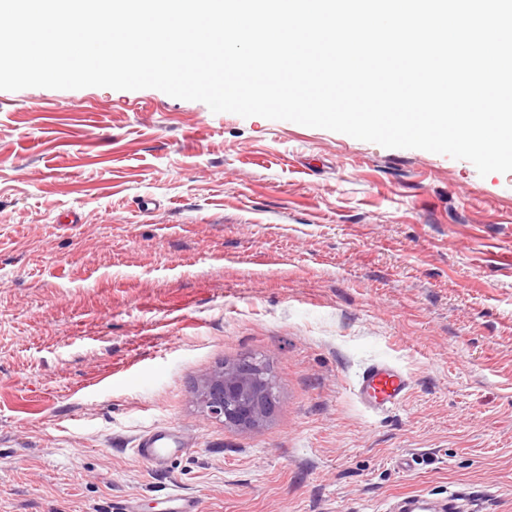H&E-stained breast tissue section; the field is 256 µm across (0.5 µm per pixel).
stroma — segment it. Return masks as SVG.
Listing matches in <instances>:
<instances>
[{
  "mask_svg": "<svg viewBox=\"0 0 512 512\" xmlns=\"http://www.w3.org/2000/svg\"><path fill=\"white\" fill-rule=\"evenodd\" d=\"M247 355L277 402L242 430L195 386ZM377 359L412 387L374 416ZM160 426L183 449L153 470ZM174 485L200 512H512V173L157 89L0 90V512H162ZM410 388L411 379L401 367L389 360H379L362 371L353 395L367 412L380 414L397 407ZM180 446L170 429L158 428L140 438L134 453L138 460L159 467L172 453L181 450ZM465 499L458 490L448 489V496L433 497L428 494H408L394 497L385 508L386 512H479L465 508Z\"/></svg>",
  "mask_w": 512,
  "mask_h": 512,
  "instance_id": "1",
  "label": "stroma"
}]
</instances>
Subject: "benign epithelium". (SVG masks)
Masks as SVG:
<instances>
[{"label": "benign epithelium", "instance_id": "benign-epithelium-1", "mask_svg": "<svg viewBox=\"0 0 512 512\" xmlns=\"http://www.w3.org/2000/svg\"><path fill=\"white\" fill-rule=\"evenodd\" d=\"M275 388L263 364L246 356L203 377L196 396L208 415L224 420L226 425L250 429L269 417Z\"/></svg>", "mask_w": 512, "mask_h": 512}]
</instances>
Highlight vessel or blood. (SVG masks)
I'll use <instances>...</instances> for the list:
<instances>
[{"label":"vessel or blood","mask_w":512,"mask_h":512,"mask_svg":"<svg viewBox=\"0 0 512 512\" xmlns=\"http://www.w3.org/2000/svg\"><path fill=\"white\" fill-rule=\"evenodd\" d=\"M411 388L406 372L389 360L368 365L358 377L353 395L358 403L373 414L385 413L397 407ZM180 445L170 429L159 428L140 438L134 453L138 460L152 466H161ZM163 500L167 512H198L196 499L179 487H171ZM386 512H469L460 491H449L442 498L428 494H408L394 497Z\"/></svg>","instance_id":"vessel-or-blood-1"}]
</instances>
